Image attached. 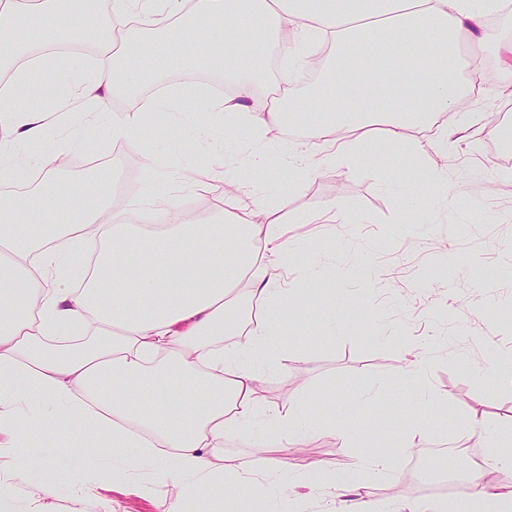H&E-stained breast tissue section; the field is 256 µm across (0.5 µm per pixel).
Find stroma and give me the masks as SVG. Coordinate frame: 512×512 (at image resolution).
Segmentation results:
<instances>
[{
	"label": "stroma",
	"mask_w": 512,
	"mask_h": 512,
	"mask_svg": "<svg viewBox=\"0 0 512 512\" xmlns=\"http://www.w3.org/2000/svg\"><path fill=\"white\" fill-rule=\"evenodd\" d=\"M491 69L473 70L461 61L467 87L465 109L441 117L437 126L413 132L418 145L414 170L396 166L375 172L371 156L353 167H328L304 174L320 156L318 142L309 136L278 135V150L261 168L224 165V149L212 137L218 121L205 115L197 129L167 113L155 116L138 147L113 136L111 129L83 127L78 116L64 119L48 136L50 144L77 152L85 160H102L113 181L128 183L126 196L114 198L142 218L152 217L143 193V158L154 142L176 144L187 137L200 143L197 154H170L161 161L158 188L176 197L181 209L213 222L217 215L209 195H198L190 180L197 173L230 171L249 177L263 199L258 220L281 223L293 246L288 286L304 288L307 253L327 256L323 279L336 295L329 310L307 307L296 320L287 342L272 352L263 369L261 412L254 424L226 429L219 453L224 468L252 475L257 492L256 512H332L333 496L303 486L298 464L320 460L349 474L368 499L394 508L433 499L420 480L408 478L412 457L402 449L392 468L379 477L352 467L353 459L339 438L326 431L314 437H274L263 462H256L258 427L288 402L314 395L326 401V419L343 417L357 441L401 428L409 420L436 416L424 424L415 441L419 447L444 444L461 447L465 463L456 464L451 480L470 481L484 450L470 430L469 417L512 422V144L498 135L512 128V101L502 94L512 83V53L489 47ZM455 127L446 151L433 141L443 126ZM440 169L456 202L447 205L443 191L430 186L429 198L419 201L390 189L393 181L420 178ZM300 175L297 189L288 179ZM307 214L311 223L293 218ZM417 230L405 232L404 220ZM423 360L414 378L398 369L410 354ZM47 464L63 480L49 495L32 494L27 479L14 467V443L0 435V483L10 487L15 512H159L169 495L148 470L112 473L111 461L99 449L69 451L64 435L29 427Z\"/></svg>",
	"instance_id": "stroma-1"
}]
</instances>
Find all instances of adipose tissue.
Masks as SVG:
<instances>
[{
    "label": "adipose tissue",
    "instance_id": "1",
    "mask_svg": "<svg viewBox=\"0 0 512 512\" xmlns=\"http://www.w3.org/2000/svg\"><path fill=\"white\" fill-rule=\"evenodd\" d=\"M80 0H0V183L17 179L21 154L44 142L60 115L30 107L40 88L34 70L52 69L71 87L70 104L89 124L107 121L115 137L138 145L147 115L160 111L211 112L228 127L251 131L253 166L264 145L285 125L304 128L326 144L332 158L354 164L372 146L398 150L411 167L413 131L460 110L458 77L439 63L458 56L467 36L472 62L493 34L488 16L501 0H111L109 33L100 37L96 65L83 76L72 60L50 47L89 35L79 22ZM128 44L115 48L112 33ZM153 36L183 70L205 69L233 81L227 98L166 93L142 107L114 113L116 97L141 93L164 81L163 71L131 43ZM336 48L354 64L372 48L370 69L351 80L322 79L307 94L283 90L254 109L258 80L266 78L272 48L286 52L292 68L325 69L312 48ZM330 103L319 118L315 102ZM60 152L39 157L51 188L0 198V434L26 419L111 450L133 465L153 462L154 476L191 478L187 493L160 504V512H223L216 482L227 481L232 512H254L253 483L225 477L214 461L224 430L250 422L260 403L262 363L287 338L303 308L286 288L288 244L280 225L256 221L257 202L238 184L215 200L222 218L188 221L166 201L167 221L149 228L112 210V181L86 178L69 188L60 178ZM263 305L250 321L246 346L226 351L214 344L236 334L240 317L229 304ZM189 382L173 396L171 379ZM411 429L394 443L372 441L354 458L356 470H388L397 449L414 445ZM17 466L35 493H48L54 473L40 446L17 444ZM309 486L334 489L346 499L341 512H381L380 506L342 484L320 460L301 466ZM408 512H512V490L476 478L455 498L416 503Z\"/></svg>",
    "mask_w": 512,
    "mask_h": 512
}]
</instances>
